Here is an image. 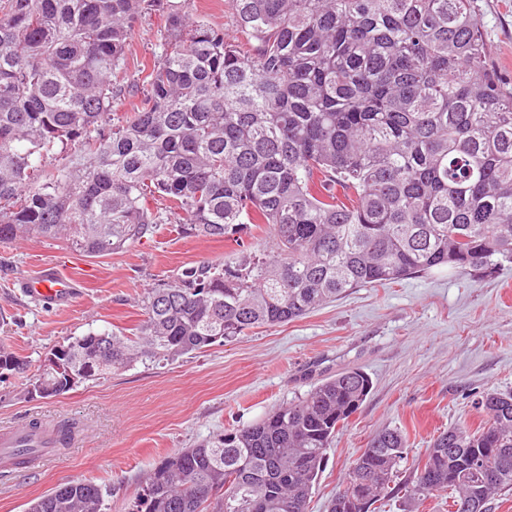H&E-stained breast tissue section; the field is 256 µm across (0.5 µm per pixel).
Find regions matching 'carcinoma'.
I'll return each instance as SVG.
<instances>
[{
    "label": "carcinoma",
    "instance_id": "1",
    "mask_svg": "<svg viewBox=\"0 0 512 512\" xmlns=\"http://www.w3.org/2000/svg\"><path fill=\"white\" fill-rule=\"evenodd\" d=\"M188 0H0V243L64 238L104 256L184 212L185 237L240 245L141 297L131 335L89 332L57 346L81 380L164 363L264 325L287 323L360 287L434 267L460 275L512 260V92L487 65L471 0H231L245 43L189 19ZM166 33L143 91L124 80L142 15ZM142 93L107 127L115 100ZM79 143L40 181L55 143ZM26 363L0 344V362ZM43 396L66 374L33 376ZM337 374L253 423L160 460L137 512H307L336 433L371 391ZM484 424L433 439L396 482L406 440L376 433L328 512H372L450 492L453 512H487L512 490V392L482 397ZM482 461L484 473L472 471ZM106 486L68 482L27 512H104Z\"/></svg>",
    "mask_w": 512,
    "mask_h": 512
}]
</instances>
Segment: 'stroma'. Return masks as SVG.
Here are the masks:
<instances>
[{"label":"stroma","instance_id":"35a3bbf8","mask_svg":"<svg viewBox=\"0 0 512 512\" xmlns=\"http://www.w3.org/2000/svg\"><path fill=\"white\" fill-rule=\"evenodd\" d=\"M471 6L487 64L512 91V0ZM164 27L158 12L135 26L127 46L130 81L151 63ZM157 207L163 222L152 234L107 256L83 255L62 239L0 243V341L28 364L26 375L0 382V428L38 420L76 429L67 446L22 467H0V512H26L52 488L81 478L107 486V512H132L160 457L259 420L323 380L358 369L371 392L339 430L309 502V512H327L376 431H404L407 479L439 432L481 424L482 395L512 390V261L500 260L465 276L442 267L357 288L301 318L168 364L137 362L58 397L30 396L27 378L51 349L90 331L132 333L142 318L139 294L199 262L223 265L234 252L227 239L183 237L176 229L181 212L164 201ZM49 266L76 282L71 304L22 292L23 279Z\"/></svg>","mask_w":512,"mask_h":512}]
</instances>
